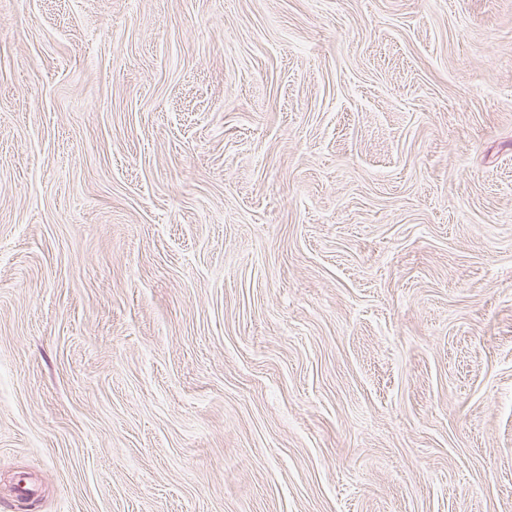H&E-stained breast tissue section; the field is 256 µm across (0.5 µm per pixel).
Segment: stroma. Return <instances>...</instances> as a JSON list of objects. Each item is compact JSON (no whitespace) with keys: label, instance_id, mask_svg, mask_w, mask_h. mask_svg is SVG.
Masks as SVG:
<instances>
[{"label":"stroma","instance_id":"stroma-1","mask_svg":"<svg viewBox=\"0 0 512 512\" xmlns=\"http://www.w3.org/2000/svg\"><path fill=\"white\" fill-rule=\"evenodd\" d=\"M0 512H512V0H0Z\"/></svg>","mask_w":512,"mask_h":512}]
</instances>
